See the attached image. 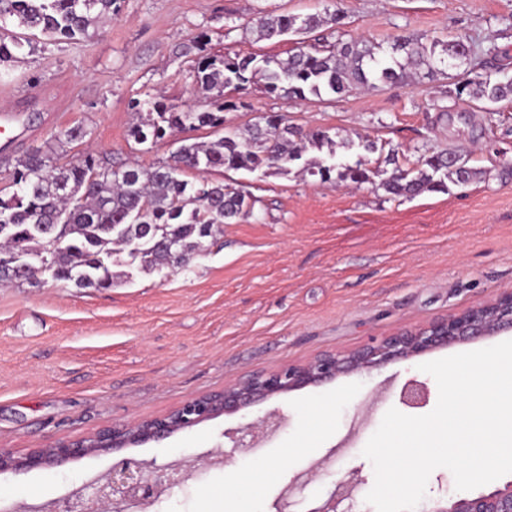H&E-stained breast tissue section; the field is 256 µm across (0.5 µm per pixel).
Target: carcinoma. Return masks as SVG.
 <instances>
[{
	"mask_svg": "<svg viewBox=\"0 0 512 512\" xmlns=\"http://www.w3.org/2000/svg\"><path fill=\"white\" fill-rule=\"evenodd\" d=\"M117 0H0V63L17 57L38 40H87L95 25L112 17ZM324 25L339 30L345 16L315 12L299 16L288 12H259L241 25L257 39L280 42L296 36L301 46L285 57L253 54L221 58L201 55L194 67L195 81L212 93L210 109L195 111L164 99L135 102L136 122L130 137L138 144L155 143L174 132L209 127L215 140L183 144L171 159L155 167L116 168L86 153L59 163L60 150L83 141L80 125L58 129L51 140L15 159L14 190L0 196V257L22 250L27 268L0 262V283H36L43 259H53L55 281L79 288L95 281L112 286L114 257L125 252L145 269L182 267L187 257L205 250L204 240L220 224H232L253 215L256 200L244 186L179 178L186 171L215 169L256 171L264 175L288 172L310 146L327 150V158L303 167L323 181L361 185L370 180L361 161H336L335 142L326 130L303 132L283 115L265 113L241 130L224 126V113L245 111L250 85L287 99L305 100L327 93L339 98L358 87L404 83L423 71L433 77L448 67V49L465 65V78L448 94L497 105L512 102V79L501 80L483 65L459 51L462 37L446 41L434 37L423 43L398 36L388 46L307 42ZM477 176L468 159L441 151L422 159L416 170H400L381 183L385 192L411 197L425 191H446Z\"/></svg>",
	"mask_w": 512,
	"mask_h": 512,
	"instance_id": "carcinoma-1",
	"label": "carcinoma"
}]
</instances>
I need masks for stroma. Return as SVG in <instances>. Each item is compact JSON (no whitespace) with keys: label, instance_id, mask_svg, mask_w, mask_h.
<instances>
[{"label":"stroma","instance_id":"obj_1","mask_svg":"<svg viewBox=\"0 0 512 512\" xmlns=\"http://www.w3.org/2000/svg\"><path fill=\"white\" fill-rule=\"evenodd\" d=\"M324 9L345 15L344 40L461 36L487 70L512 77V0H119L92 39L36 44L0 78V109L14 115L0 132V190L15 157L75 124L89 135L68 156L90 150L145 167L168 161L178 137L136 143L133 101L159 96L206 110L210 95L192 76L194 42L218 57L283 56L291 43L257 39L241 23L261 10ZM459 73L451 67L434 80L333 101L252 91L250 110L227 113V121L244 127L277 112L303 130H326L337 160H363L369 182L306 177L299 160L283 174L215 170L211 180L247 186L254 215L225 225L184 269L119 264L105 289L49 279L0 286V448L19 456L159 415L227 383L360 349L512 290V103L484 112L450 98ZM365 140L380 151H365ZM387 148L397 150V165L385 163ZM444 150L468 151L477 177L411 198L382 189L395 166L416 168ZM506 340L510 328L343 374L125 453L195 462L230 449L229 432L273 414L277 427L262 426L249 452L195 471L150 512H224L230 490L240 512H319L342 481L352 487L353 512H376L365 500L375 476L362 451L386 411L399 407L403 384L414 378L436 389L420 364ZM113 459L107 452L0 473V512H43L105 474ZM282 460L288 477L266 479V466Z\"/></svg>","mask_w":512,"mask_h":512}]
</instances>
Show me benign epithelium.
Instances as JSON below:
<instances>
[{
  "label": "benign epithelium",
  "instance_id": "1",
  "mask_svg": "<svg viewBox=\"0 0 512 512\" xmlns=\"http://www.w3.org/2000/svg\"><path fill=\"white\" fill-rule=\"evenodd\" d=\"M505 325L512 327V290L444 320L394 334L359 350L320 354L302 364L226 384L220 392L191 396L152 418L115 423L88 437L61 439L21 456L0 448V473L59 466L100 452L159 441L258 401L317 385L347 372H370L395 359H411L471 338L494 336ZM428 399L427 387L416 380L409 381L401 392L402 403L409 407H421ZM253 445L252 426L246 425L236 432L231 452ZM188 479L189 473L180 465L125 457L115 462L103 477L54 502L51 510L105 512L108 505L116 510L122 505L147 506ZM430 512H512V480L468 497L438 501Z\"/></svg>",
  "mask_w": 512,
  "mask_h": 512
}]
</instances>
